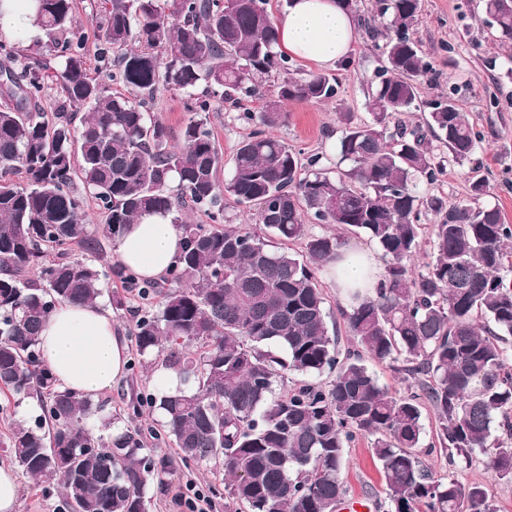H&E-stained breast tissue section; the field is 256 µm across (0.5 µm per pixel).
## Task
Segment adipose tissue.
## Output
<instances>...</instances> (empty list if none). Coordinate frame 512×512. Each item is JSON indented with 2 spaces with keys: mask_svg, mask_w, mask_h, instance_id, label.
<instances>
[{
  "mask_svg": "<svg viewBox=\"0 0 512 512\" xmlns=\"http://www.w3.org/2000/svg\"><path fill=\"white\" fill-rule=\"evenodd\" d=\"M33 0H0V37L30 45L36 36ZM276 50L301 63L331 68L351 55L355 18L339 0H291L274 21ZM181 234L170 218L142 215L115 244L118 260L141 277L157 279L176 264ZM337 288H370L381 267L373 253L345 250L337 267ZM41 358L58 385L88 397L110 389L127 364L126 346L112 315L97 305L62 303L44 323Z\"/></svg>",
  "mask_w": 512,
  "mask_h": 512,
  "instance_id": "obj_1",
  "label": "adipose tissue"
}]
</instances>
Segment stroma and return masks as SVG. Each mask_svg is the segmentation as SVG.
Returning <instances> with one entry per match:
<instances>
[{
  "label": "stroma",
  "mask_w": 512,
  "mask_h": 512,
  "mask_svg": "<svg viewBox=\"0 0 512 512\" xmlns=\"http://www.w3.org/2000/svg\"><path fill=\"white\" fill-rule=\"evenodd\" d=\"M478 4L479 0H422L413 36L421 44L431 71L421 83L417 108L401 114L400 119L406 124L421 122L428 102L454 93L461 112L482 136L474 158L490 184L485 201L497 206L512 223V82L498 79L500 72L512 65V52L497 41ZM382 43V38L370 37L365 29H358L355 65L350 70L337 71L336 99L288 104V118L277 128V136L303 156L335 158L342 130L340 113H352L354 120L361 123L370 119L366 102L381 65ZM186 102L184 94L161 89L151 106L152 118L167 126L176 141L190 118ZM237 115V108L213 98L208 126L227 161L252 130ZM152 392L149 371L144 369L136 348H129L125 374L103 398L109 401L113 413L122 417L125 426L141 434L149 448L164 444L156 436L159 412L145 402ZM135 402L140 405L136 411L131 408ZM423 459L436 475H450L465 484H484L499 512H512V482L498 479L488 469L485 456L474 457L466 467L449 466L447 457L438 450L424 454ZM342 479L349 496L370 498L374 512H387L379 466L367 440H359L346 449ZM191 490L204 496L206 512H236L237 505L229 498L212 462L179 466L166 486L154 491L150 512H188L182 498Z\"/></svg>",
  "instance_id": "obj_1"
}]
</instances>
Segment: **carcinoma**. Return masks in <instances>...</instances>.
Wrapping results in <instances>:
<instances>
[{
  "label": "carcinoma",
  "mask_w": 512,
  "mask_h": 512,
  "mask_svg": "<svg viewBox=\"0 0 512 512\" xmlns=\"http://www.w3.org/2000/svg\"><path fill=\"white\" fill-rule=\"evenodd\" d=\"M109 2L95 51L126 95L88 74L73 0H36L34 24L52 36L49 52L24 54L0 40V173L25 177L0 183V393L33 398L40 410L0 442L12 464L60 488L66 512H149L148 491L175 469L105 403L60 388L41 361L39 333L57 304H96L105 294L117 310L127 303L104 292L95 265L69 257L73 245L100 248L83 223L77 175L106 214L101 236L116 241L152 212L171 216L184 239L161 284L114 269L142 298H156L133 336L140 356L179 380L175 392L150 397L178 460L223 458L229 496L247 512H337L345 449L368 439L391 512H497L486 486L437 477L422 459L430 409L449 464L480 453L512 480V224L479 204L490 190L482 176L470 179V202L419 191L443 172L433 142L463 165L481 141L453 93L430 102L421 125L394 122L417 107L430 70L412 37L421 0L371 4L385 27L383 65L369 123L340 113L334 176L319 156L304 163L268 133L287 119L282 103L326 102L338 88L321 73L292 76L274 48L269 0ZM480 6L498 41L511 44L512 0ZM51 86L48 113L39 100ZM161 87L186 94L193 113L180 146L150 115ZM216 95L233 106L265 101L242 113L255 129L225 179L206 118ZM72 107L87 108L78 127ZM224 201L254 209L255 227L224 223ZM188 210L210 223H188ZM308 217L366 237L384 260L373 295L354 294L342 311L343 351L329 334L317 270L348 240L312 233ZM426 235L430 253L417 264ZM295 242L303 254L288 251ZM367 356L414 391L380 384ZM325 373L327 385L317 381ZM290 374L309 380L277 394ZM90 416L107 437L85 428Z\"/></svg>",
  "instance_id": "obj_1"
}]
</instances>
